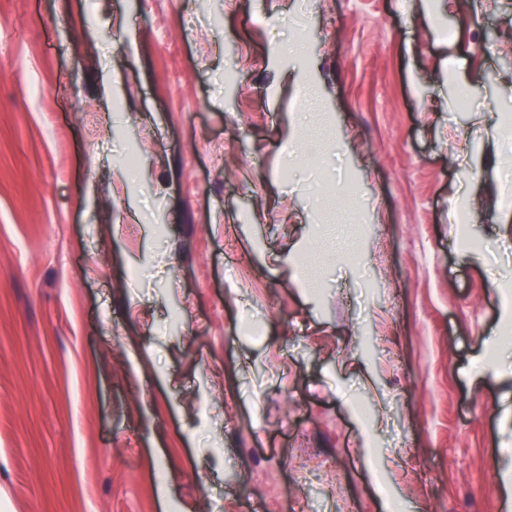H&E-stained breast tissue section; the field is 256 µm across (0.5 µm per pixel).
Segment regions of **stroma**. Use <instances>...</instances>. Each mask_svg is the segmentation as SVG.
<instances>
[{"mask_svg": "<svg viewBox=\"0 0 512 512\" xmlns=\"http://www.w3.org/2000/svg\"><path fill=\"white\" fill-rule=\"evenodd\" d=\"M510 304L512 0H0V512H512Z\"/></svg>", "mask_w": 512, "mask_h": 512, "instance_id": "1", "label": "stroma"}]
</instances>
